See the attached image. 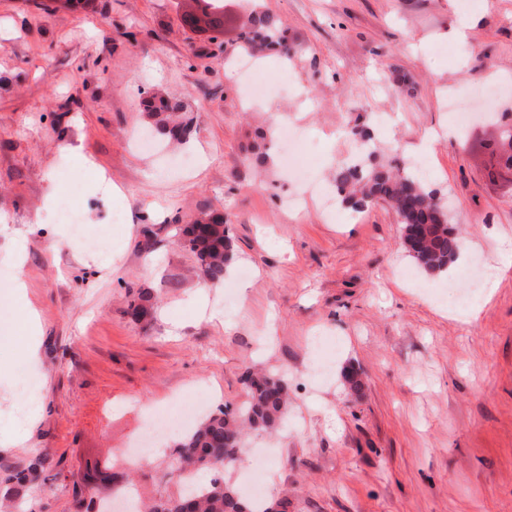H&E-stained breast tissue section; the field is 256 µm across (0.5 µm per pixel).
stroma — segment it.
<instances>
[{
  "label": "stroma",
  "mask_w": 512,
  "mask_h": 512,
  "mask_svg": "<svg viewBox=\"0 0 512 512\" xmlns=\"http://www.w3.org/2000/svg\"><path fill=\"white\" fill-rule=\"evenodd\" d=\"M190 3L0 0V369L16 388L33 368L42 408L16 445V405L0 402V470L44 458L29 512H85L118 482L143 502L176 494L170 454L126 462L149 415L203 388L240 406L245 371H275L286 424L245 439L223 469L232 484L269 448V494H287L288 512H512V266L471 322L443 298L512 238V177L488 173L495 126L452 132L446 108L492 71L508 88L496 110L512 113V0H224L217 35L185 26ZM255 4L296 47L255 67L289 72L309 100L244 102L231 62ZM438 44L463 53L447 60ZM152 95L181 100L192 128L161 155L133 142ZM289 121L318 148L320 192L335 191L358 124L425 160L475 249L428 278L385 204L327 214L310 197L289 213L271 141ZM52 193L79 206L82 233ZM211 211L252 271L227 276L230 308L177 238ZM20 283L40 323L34 365L9 317ZM143 291L154 307L136 322L128 305Z\"/></svg>",
  "instance_id": "1"
}]
</instances>
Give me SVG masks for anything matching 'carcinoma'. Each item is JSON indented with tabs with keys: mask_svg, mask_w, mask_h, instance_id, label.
<instances>
[{
	"mask_svg": "<svg viewBox=\"0 0 512 512\" xmlns=\"http://www.w3.org/2000/svg\"><path fill=\"white\" fill-rule=\"evenodd\" d=\"M201 14L188 13L184 23L196 28L205 23L220 31L224 28L222 0H200ZM243 52L255 56L278 49L290 58V47L282 25L261 6H254L240 36ZM145 111L156 132L163 138L182 143L188 126L182 117L183 105L172 98L155 95L145 100ZM359 151L354 158L336 166L335 181L342 204L363 212L379 202L387 203L399 218L402 239L408 241L426 230L419 248L406 249L411 263L425 276L440 277L458 257L459 237L449 226L448 199L431 189L412 173V162L376 163L377 144L362 129L351 131ZM180 240L196 258L203 276L214 284L224 282L235 264V247L224 215L212 211L180 228ZM143 293L133 302L129 314L135 321L145 319L152 306ZM249 400L240 407L220 406L175 444L171 473L212 471L223 466L222 458L234 459L243 447L244 431L271 433L283 423L288 411V390L278 373H254L243 377ZM39 476L38 465L10 472L0 479V490L8 500H24ZM278 506L288 512V498L265 501L261 506L243 498L235 486L213 478L202 489L186 487L173 496L160 497L145 512H273Z\"/></svg>",
	"mask_w": 512,
	"mask_h": 512,
	"instance_id": "obj_1",
	"label": "carcinoma"
}]
</instances>
